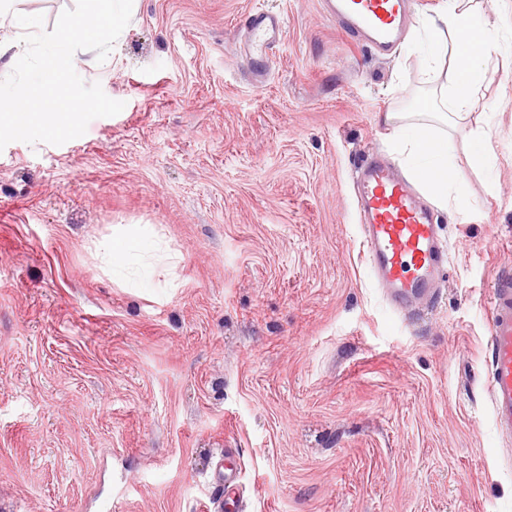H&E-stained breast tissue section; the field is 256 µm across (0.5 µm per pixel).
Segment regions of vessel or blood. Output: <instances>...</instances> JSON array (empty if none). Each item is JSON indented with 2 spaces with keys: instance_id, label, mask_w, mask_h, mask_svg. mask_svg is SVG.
Here are the masks:
<instances>
[{
  "instance_id": "vessel-or-blood-1",
  "label": "vessel or blood",
  "mask_w": 512,
  "mask_h": 512,
  "mask_svg": "<svg viewBox=\"0 0 512 512\" xmlns=\"http://www.w3.org/2000/svg\"><path fill=\"white\" fill-rule=\"evenodd\" d=\"M325 10L352 38L389 55L410 18L409 0H324ZM283 21L278 13L253 11L245 45L254 70L266 75L269 52ZM358 214L368 268L389 301L403 311L431 299L448 270V254L434 213L413 183L392 165L370 158L357 171ZM491 364L486 389L498 432L512 439V277L498 278L490 301Z\"/></svg>"
}]
</instances>
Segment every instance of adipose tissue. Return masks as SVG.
<instances>
[{"label":"adipose tissue","instance_id":"1","mask_svg":"<svg viewBox=\"0 0 512 512\" xmlns=\"http://www.w3.org/2000/svg\"><path fill=\"white\" fill-rule=\"evenodd\" d=\"M463 0H445L438 18L426 20L423 29L435 63H447L444 81L433 95L418 100L415 111L387 112L394 155L409 160V172L422 189L440 204H447L453 187L450 175L451 138L448 129L472 110L489 83L492 50L512 56V47L500 48L496 34L472 23ZM469 24L470 41H462L461 26Z\"/></svg>","mask_w":512,"mask_h":512}]
</instances>
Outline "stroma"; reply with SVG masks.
<instances>
[{
  "mask_svg": "<svg viewBox=\"0 0 512 512\" xmlns=\"http://www.w3.org/2000/svg\"><path fill=\"white\" fill-rule=\"evenodd\" d=\"M471 7L512 44V0ZM259 8L284 19L262 81ZM73 64L125 107L0 151V512H194L224 461L240 512H512L486 390L512 58L452 132L448 278L409 314L369 273L355 167L391 155L378 114L436 86L421 51L374 55L322 0H137L106 61ZM129 232L148 247L113 266Z\"/></svg>",
  "mask_w": 512,
  "mask_h": 512,
  "instance_id": "1",
  "label": "stroma"
}]
</instances>
